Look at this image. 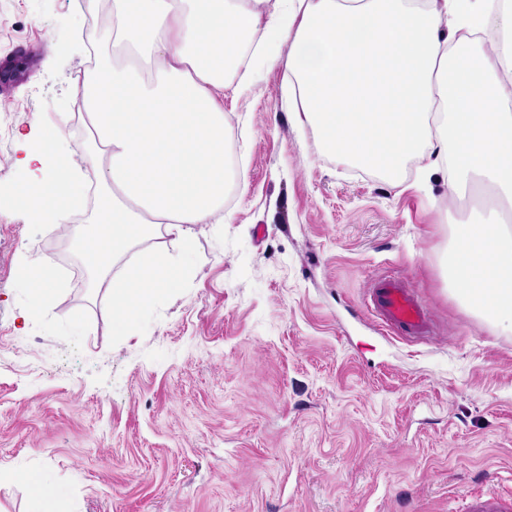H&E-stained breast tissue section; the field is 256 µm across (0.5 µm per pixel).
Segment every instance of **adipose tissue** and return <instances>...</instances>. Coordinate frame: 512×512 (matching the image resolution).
<instances>
[{
	"label": "adipose tissue",
	"mask_w": 512,
	"mask_h": 512,
	"mask_svg": "<svg viewBox=\"0 0 512 512\" xmlns=\"http://www.w3.org/2000/svg\"><path fill=\"white\" fill-rule=\"evenodd\" d=\"M107 12L111 58L77 73L90 146L61 126L15 135L22 177L12 195L30 222L72 228L112 306V333L138 330L146 310L191 272L192 224L218 223L227 135L218 101L258 34L287 33L284 66L301 119L342 162L399 181L448 171L449 201L487 194L512 208V6L493 0H85ZM88 227H70L88 192ZM492 212L452 225L441 265L466 308L512 332V226ZM177 236L179 251L153 241ZM37 320L65 292L52 260L21 257Z\"/></svg>",
	"instance_id": "adipose-tissue-1"
}]
</instances>
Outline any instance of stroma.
Segmentation results:
<instances>
[{
	"mask_svg": "<svg viewBox=\"0 0 512 512\" xmlns=\"http://www.w3.org/2000/svg\"><path fill=\"white\" fill-rule=\"evenodd\" d=\"M84 0H0V474L36 469L65 512H467L512 497V334L448 290L440 252L463 216L446 177L402 186L328 155L295 116L282 64L225 91L236 168L229 223L192 225L191 274L128 336L69 238L11 197L14 134L75 111ZM67 290L21 326L19 258ZM390 274L429 331L380 330L366 306ZM82 322L73 325L74 312Z\"/></svg>",
	"mask_w": 512,
	"mask_h": 512,
	"instance_id": "stroma-1",
	"label": "stroma"
}]
</instances>
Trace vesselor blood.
Wrapping results in <instances>:
<instances>
[{"label": "vessel or blood", "mask_w": 512, "mask_h": 512, "mask_svg": "<svg viewBox=\"0 0 512 512\" xmlns=\"http://www.w3.org/2000/svg\"><path fill=\"white\" fill-rule=\"evenodd\" d=\"M373 309L393 333L415 335L428 326V313L422 301L394 278L382 279L370 296Z\"/></svg>", "instance_id": "vessel-or-blood-1"}]
</instances>
